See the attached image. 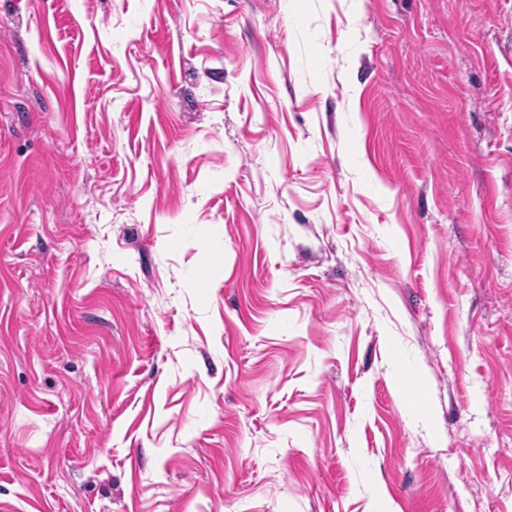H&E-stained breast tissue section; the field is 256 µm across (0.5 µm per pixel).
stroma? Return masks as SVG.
Here are the masks:
<instances>
[{
  "label": "stroma",
  "instance_id": "stroma-1",
  "mask_svg": "<svg viewBox=\"0 0 512 512\" xmlns=\"http://www.w3.org/2000/svg\"><path fill=\"white\" fill-rule=\"evenodd\" d=\"M0 512H512V0H0Z\"/></svg>",
  "mask_w": 512,
  "mask_h": 512
}]
</instances>
